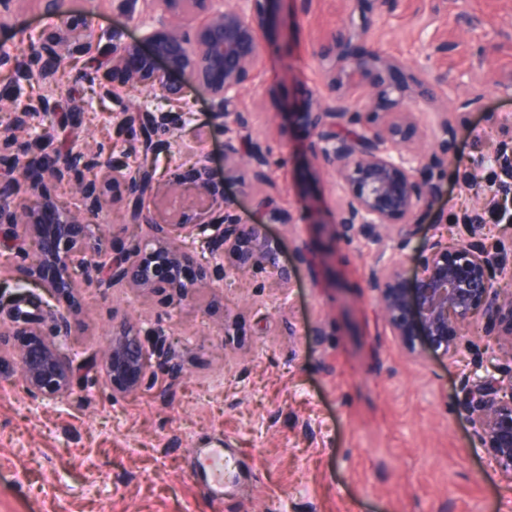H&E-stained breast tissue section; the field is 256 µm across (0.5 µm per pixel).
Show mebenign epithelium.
<instances>
[{
  "mask_svg": "<svg viewBox=\"0 0 512 512\" xmlns=\"http://www.w3.org/2000/svg\"><path fill=\"white\" fill-rule=\"evenodd\" d=\"M162 14L207 12L210 19L198 27L194 38L181 35L160 18L140 21L143 40L153 50V56L134 59L138 45L112 36L110 57L112 70L126 69L132 83L145 87L159 83L164 96L178 102L184 86L160 80L156 60L182 72L196 89L218 101L222 118L220 129L230 151L241 139L238 113L230 110L245 82L247 66L260 57L259 31L268 23L266 0H224L219 9L216 0H155ZM369 11L359 18H350L331 41L320 51L330 62V77L326 84L332 104L310 105L301 113L303 122L313 132L314 158L333 166L341 181L343 193L336 224L342 235L352 239L369 235L380 247L379 262L372 269L369 287L376 294L392 334L402 348L410 353L417 348L429 350L448 359L462 351L473 349L475 342L463 332V327L475 319L484 323L486 336L504 332L512 337V293L500 288V282L512 273V236L491 239L479 215L468 216L455 225V236L433 237L415 258L412 275L404 273L401 249L387 252L384 239L376 232L395 216L413 214L434 196L435 187L419 178L430 167L425 155L405 149L403 120L396 118L388 125L379 123L375 112L351 109L342 95L347 86L357 90L356 77L371 72L376 94L399 106L407 87L389 81L399 65L384 56L373 54L358 57L352 42L358 33L373 22V12L386 5V0H367ZM79 35L64 44L51 39L30 42L23 58L14 61L15 70H35L52 78L70 67L75 55L84 51ZM16 112L14 124L0 128V147L20 145L25 154V167L20 175L0 178V198L12 200L14 212L26 215L31 209L29 191L37 181L30 180L29 169H38V178L66 181L77 170L84 153L80 150L59 152L51 147L48 134L41 130L18 141L17 131L39 125L41 115L49 110L48 100L24 98L16 94L12 101ZM166 114L154 116L149 123L136 125L128 113L118 117L116 126L131 135H139L143 163L131 170L126 161L108 160L105 176L121 185L129 200L133 223L148 224L153 229L150 239L134 238L126 252L110 263H89L86 254L101 248L100 239L93 235L99 228L103 207L101 185L94 177L82 178V200L85 213L82 220L69 215L52 225L51 232L41 234L35 221L13 220L9 233L17 240L34 238L39 255L31 274L41 275V268L52 264L58 276L46 279L44 292L53 296L73 293L78 288H101L115 282H127L136 288L151 289L157 279L147 268L154 259L176 271L197 263L195 256L183 250L179 239L193 231L211 227L218 232L224 245L226 263L217 267L228 274L243 270L262 271L271 262L272 250L262 224H243L233 213L232 204L210 188V171L206 157L196 155L195 166L200 181L195 187L171 194L165 184L154 177L149 161L153 137L167 126ZM83 270L81 281L70 275V269ZM179 300L193 299V283L176 277L163 279ZM12 318L17 323L16 336H35L36 319L17 304L12 305ZM149 351L140 332L122 326L115 332L103 364L105 381L127 374L131 383L142 380L150 369ZM20 380L34 399L63 396L71 387L69 353L51 339L38 345H24L15 355ZM483 363L473 365L461 381L460 393L473 424L479 448L501 469L512 474V379L493 373L478 374Z\"/></svg>",
  "mask_w": 512,
  "mask_h": 512,
  "instance_id": "benign-epithelium-1",
  "label": "benign epithelium"
}]
</instances>
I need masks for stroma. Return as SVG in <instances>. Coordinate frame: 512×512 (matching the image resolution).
I'll use <instances>...</instances> for the list:
<instances>
[{
    "mask_svg": "<svg viewBox=\"0 0 512 512\" xmlns=\"http://www.w3.org/2000/svg\"><path fill=\"white\" fill-rule=\"evenodd\" d=\"M362 0H271L263 53L232 106L244 135L269 162L270 182L255 184L247 156L226 160L214 99L179 71L162 76L184 86L174 104L159 89L102 76L113 36L140 42L154 0H69L64 20L50 21L44 0L0 8V57L26 52L29 37L80 32L93 43L54 81L0 66V87L48 97L43 118L56 144L80 145L88 161L126 157L114 127L121 109L165 112L170 124L153 154L155 175L195 179L184 141L209 156L212 186L246 224L261 223L289 288L268 272L238 274L199 288L193 302L171 291L124 283L48 297L30 259H0V512H512V475L475 451L459 385L475 361L512 370V342L486 340L473 323L472 351L444 360L408 353L394 340L368 286L376 251L364 237L345 240L334 220L341 192L333 168L313 159L310 130L298 113L328 104V62L319 48L362 11ZM356 54L400 63L391 79L422 73L435 95L409 93V146L436 159L432 204L392 219L388 243L408 238L416 256L429 237L452 233L464 214L480 213L490 233L512 232V217L491 212L504 178L488 158L512 139V0H389ZM474 107L459 109V102ZM447 112V138L429 132ZM275 202L262 214L258 197ZM126 192L103 190L108 254L128 244ZM42 330L68 346L75 384L62 397L33 400L14 363L23 337L9 315L13 301ZM129 322L151 350V376L136 387L105 383L102 363L112 326ZM162 337H153V330ZM223 449L232 465L224 496H210L197 471L198 451Z\"/></svg>",
    "mask_w": 512,
    "mask_h": 512,
    "instance_id": "1",
    "label": "stroma"
}]
</instances>
